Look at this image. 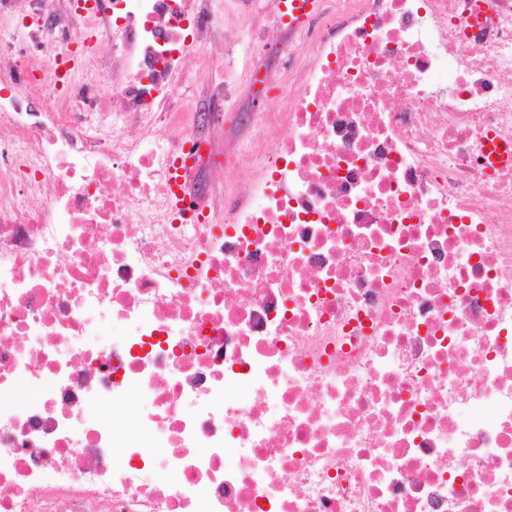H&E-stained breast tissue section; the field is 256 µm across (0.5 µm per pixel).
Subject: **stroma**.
Wrapping results in <instances>:
<instances>
[{"instance_id":"stroma-1","label":"stroma","mask_w":512,"mask_h":512,"mask_svg":"<svg viewBox=\"0 0 512 512\" xmlns=\"http://www.w3.org/2000/svg\"><path fill=\"white\" fill-rule=\"evenodd\" d=\"M204 12L218 37L200 44L173 86V103L190 132L210 143L212 156L194 176L205 187L206 202L220 209L227 191L255 182L261 174L260 154L251 142L270 146L263 128L266 113L282 111L281 82L288 75L284 46L308 56L315 18L298 28L281 25L275 0H203ZM224 87V123L212 126L196 117L211 103L210 93Z\"/></svg>"}]
</instances>
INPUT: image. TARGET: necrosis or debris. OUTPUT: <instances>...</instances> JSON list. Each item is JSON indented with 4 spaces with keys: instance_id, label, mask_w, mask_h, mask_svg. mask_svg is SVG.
<instances>
[{
    "instance_id": "4bbe7bcc",
    "label": "necrosis or debris",
    "mask_w": 512,
    "mask_h": 512,
    "mask_svg": "<svg viewBox=\"0 0 512 512\" xmlns=\"http://www.w3.org/2000/svg\"><path fill=\"white\" fill-rule=\"evenodd\" d=\"M122 2L39 0L41 63L0 53V512H512V167L484 162L512 0L477 30L475 0H357L260 182L178 217L170 162L189 195L203 154L173 80L209 29ZM114 28L124 80L83 77L72 39Z\"/></svg>"
}]
</instances>
